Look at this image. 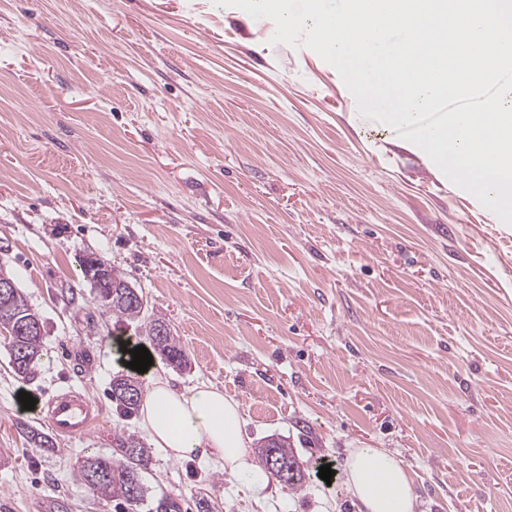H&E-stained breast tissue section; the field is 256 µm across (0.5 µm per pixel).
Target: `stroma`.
<instances>
[{
    "label": "stroma",
    "instance_id": "obj_1",
    "mask_svg": "<svg viewBox=\"0 0 512 512\" xmlns=\"http://www.w3.org/2000/svg\"><path fill=\"white\" fill-rule=\"evenodd\" d=\"M273 32L214 0H0V263L44 334L29 380L0 339V512H358L353 448L396 454L416 512H512V224ZM88 255L169 323L172 386L222 389L301 487L162 448L137 507L77 480L143 434L112 379L114 339L145 336L94 302ZM68 388L99 409L86 437L18 399Z\"/></svg>",
    "mask_w": 512,
    "mask_h": 512
}]
</instances>
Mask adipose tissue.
Masks as SVG:
<instances>
[{
  "mask_svg": "<svg viewBox=\"0 0 512 512\" xmlns=\"http://www.w3.org/2000/svg\"><path fill=\"white\" fill-rule=\"evenodd\" d=\"M150 390L141 408V423L156 447L174 458L192 454L223 461L225 468L262 489L264 477L253 471L241 432L238 403L211 385L180 392L166 370L151 364ZM345 484L360 512H415L413 481L402 463L382 448H354L347 457Z\"/></svg>",
  "mask_w": 512,
  "mask_h": 512,
  "instance_id": "ef3b65f1",
  "label": "adipose tissue"
}]
</instances>
